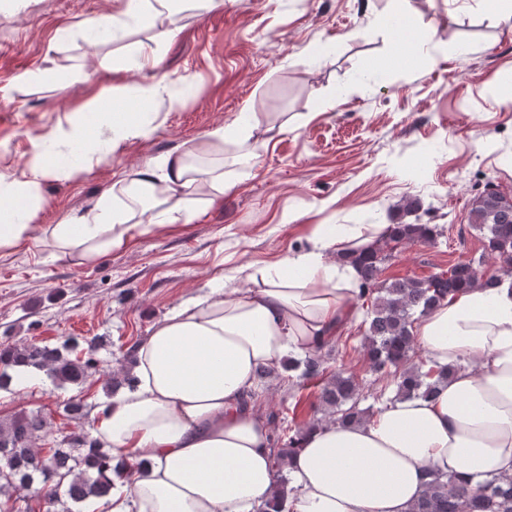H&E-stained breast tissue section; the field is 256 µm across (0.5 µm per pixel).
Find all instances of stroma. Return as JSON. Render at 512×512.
I'll return each mask as SVG.
<instances>
[{
    "instance_id": "35a3bbf8",
    "label": "stroma",
    "mask_w": 512,
    "mask_h": 512,
    "mask_svg": "<svg viewBox=\"0 0 512 512\" xmlns=\"http://www.w3.org/2000/svg\"><path fill=\"white\" fill-rule=\"evenodd\" d=\"M361 2L224 0L187 12L173 34L161 17L116 33L84 28L88 17L120 11L121 0H0V178L19 175L35 137L94 108L106 90L143 120L153 116L139 86L162 80L184 97L149 139L79 178L47 181L39 223L90 208L131 168L193 145L242 109L263 117L248 175L239 177V148L228 142L224 170L235 185L189 223L133 237L90 264L34 245L0 257V348L76 336L99 342L109 370L124 367L129 348L210 278L307 249L316 224L442 225L436 243L405 244L386 262L387 281L482 258L472 200L489 183L512 196V111L497 105L499 86L512 95V24L490 23L474 0H412L418 57L395 66L391 0H373L369 16ZM143 49L151 61L142 67ZM283 122L287 132L277 133ZM409 159L423 163L421 179L406 172ZM409 199L419 200L417 214L403 212ZM288 212L296 219L287 224ZM342 333L349 349L338 361L367 385L361 408L377 411L373 392L393 396V380L375 378L361 355V315ZM103 386L99 376L80 386L47 377L0 391V420L40 414L44 445L77 428L63 411L68 400L94 399ZM257 400L278 412L281 433L326 417L316 387L297 389L284 376Z\"/></svg>"
}]
</instances>
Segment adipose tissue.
<instances>
[{"label": "adipose tissue", "instance_id": "adipose-tissue-1", "mask_svg": "<svg viewBox=\"0 0 512 512\" xmlns=\"http://www.w3.org/2000/svg\"><path fill=\"white\" fill-rule=\"evenodd\" d=\"M219 0H126L120 14L87 29L164 15L177 27L188 9ZM98 104L95 128L67 119L33 141L21 176L0 180V256L42 245L58 259L90 263L145 235L189 222L192 195L223 192L224 168L196 159L239 145L242 162L255 113L209 130L192 148L171 150L116 181L95 204L59 223L37 217L44 181L74 178L149 138L152 122ZM383 224H318L307 250L217 275L170 312L133 353L132 379L95 402L86 431L112 455L109 512H255L275 499L272 426L249 404L260 370L315 351L356 312L352 251L368 248ZM429 361L454 365L436 397L400 398L369 421L312 428L288 467L293 512H410L431 472L477 482L512 477V287L470 288L435 306L413 328Z\"/></svg>", "mask_w": 512, "mask_h": 512}]
</instances>
